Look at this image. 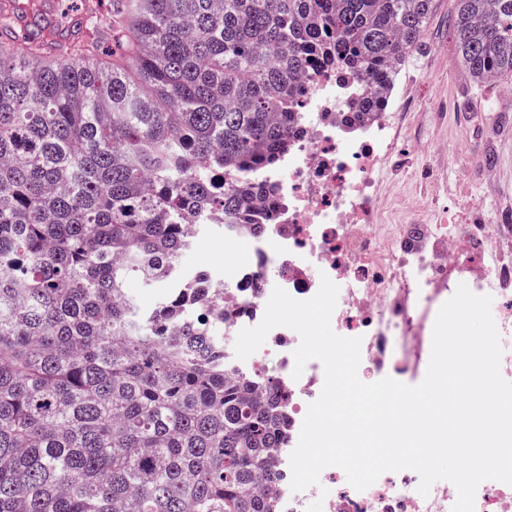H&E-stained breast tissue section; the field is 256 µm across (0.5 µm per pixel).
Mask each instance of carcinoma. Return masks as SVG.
<instances>
[{
  "instance_id": "1",
  "label": "carcinoma",
  "mask_w": 512,
  "mask_h": 512,
  "mask_svg": "<svg viewBox=\"0 0 512 512\" xmlns=\"http://www.w3.org/2000/svg\"><path fill=\"white\" fill-rule=\"evenodd\" d=\"M433 2L97 0L34 36L35 0H0V512H276L287 399L224 350L185 225L264 203L310 56L381 111ZM451 25L476 84L512 78V0ZM132 276L170 292L142 312Z\"/></svg>"
}]
</instances>
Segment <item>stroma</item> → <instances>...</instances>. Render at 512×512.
<instances>
[{
  "instance_id": "1",
  "label": "stroma",
  "mask_w": 512,
  "mask_h": 512,
  "mask_svg": "<svg viewBox=\"0 0 512 512\" xmlns=\"http://www.w3.org/2000/svg\"><path fill=\"white\" fill-rule=\"evenodd\" d=\"M454 11L455 0H434L425 44L396 79L410 94L409 160L383 212L386 224L406 212L427 224L439 211L476 204L483 219L512 225V97L473 82L449 24ZM245 258V251L225 250L223 230L210 228L198 234L183 267L220 278Z\"/></svg>"
}]
</instances>
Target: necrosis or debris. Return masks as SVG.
<instances>
[{
    "label": "necrosis or debris",
    "mask_w": 512,
    "mask_h": 512,
    "mask_svg": "<svg viewBox=\"0 0 512 512\" xmlns=\"http://www.w3.org/2000/svg\"><path fill=\"white\" fill-rule=\"evenodd\" d=\"M364 75L340 74L316 62L305 71L279 167L259 170L256 181L275 186L271 222L263 233L242 224L227 234V247L247 245L256 261L224 272L228 329L258 325L274 287L293 298L313 297L322 278L338 288L331 326L338 335L362 340L359 376L367 383L400 372L418 374L431 354L440 307L466 284L478 295L496 297L494 321L504 353L501 374L512 382V239L494 224H452L439 215L432 224L382 221L381 177L401 168L405 155L400 102L364 119L358 100L371 88ZM297 332L272 329L265 341L279 360L288 398V450L278 457L285 481L277 490L278 512H451L452 483L418 491L416 472H387L366 490L349 485L344 471L325 468L318 484L292 491L290 448L296 447L309 404L322 389L325 372L310 360L293 378Z\"/></svg>",
    "instance_id": "obj_1"
}]
</instances>
